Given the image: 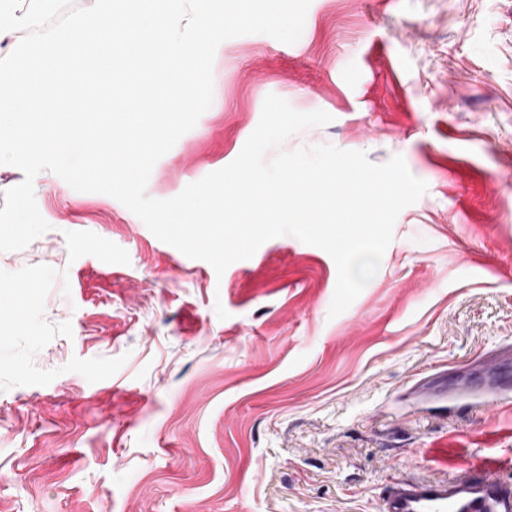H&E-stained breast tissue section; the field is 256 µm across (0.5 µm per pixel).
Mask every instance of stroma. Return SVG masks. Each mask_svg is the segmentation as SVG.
<instances>
[{
    "instance_id": "35a3bbf8",
    "label": "stroma",
    "mask_w": 512,
    "mask_h": 512,
    "mask_svg": "<svg viewBox=\"0 0 512 512\" xmlns=\"http://www.w3.org/2000/svg\"><path fill=\"white\" fill-rule=\"evenodd\" d=\"M270 94L333 118L283 150L427 183L377 274L332 318L323 249L276 237L219 275L40 172L50 229L0 252V512H383L398 480L512 456V405L467 386L512 349V0H311L296 43L222 42L147 195L230 164Z\"/></svg>"
}]
</instances>
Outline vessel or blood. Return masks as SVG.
<instances>
[{"label": "vessel or blood", "instance_id": "obj_1", "mask_svg": "<svg viewBox=\"0 0 512 512\" xmlns=\"http://www.w3.org/2000/svg\"><path fill=\"white\" fill-rule=\"evenodd\" d=\"M477 394L497 404L512 398V379L477 384ZM512 459L485 455L465 461L460 476L446 482L405 481L390 491L384 512H512V487L501 480Z\"/></svg>", "mask_w": 512, "mask_h": 512}]
</instances>
